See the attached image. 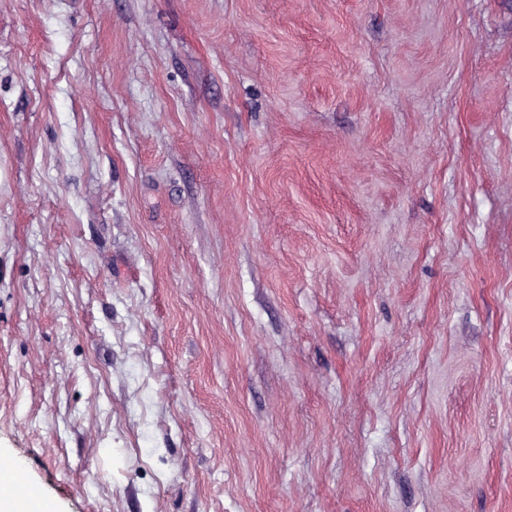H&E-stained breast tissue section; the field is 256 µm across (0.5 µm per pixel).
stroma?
<instances>
[{
    "label": "stroma",
    "instance_id": "stroma-1",
    "mask_svg": "<svg viewBox=\"0 0 512 512\" xmlns=\"http://www.w3.org/2000/svg\"><path fill=\"white\" fill-rule=\"evenodd\" d=\"M1 460L512 512V0H0Z\"/></svg>",
    "mask_w": 512,
    "mask_h": 512
}]
</instances>
